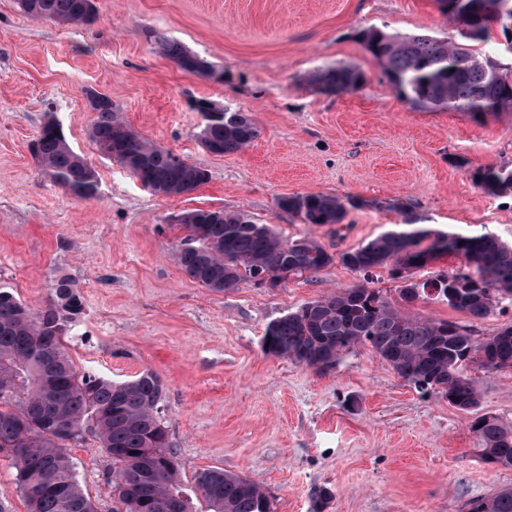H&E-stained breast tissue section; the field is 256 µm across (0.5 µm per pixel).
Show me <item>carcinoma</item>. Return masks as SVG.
I'll return each mask as SVG.
<instances>
[{
  "instance_id": "obj_1",
  "label": "carcinoma",
  "mask_w": 512,
  "mask_h": 512,
  "mask_svg": "<svg viewBox=\"0 0 512 512\" xmlns=\"http://www.w3.org/2000/svg\"><path fill=\"white\" fill-rule=\"evenodd\" d=\"M88 0H20L31 18L88 26L96 12ZM441 12L459 26L460 40L427 33L398 34L370 27L358 33L365 50L415 104L429 109L468 112L475 117L512 108V78L481 59L469 43L484 41L490 30L512 22V0H446ZM162 53L189 73L214 70L206 59L179 42L157 38ZM361 79L351 66L327 67L314 77L322 92L346 91ZM96 112L91 138L111 160L156 193L181 195L207 180L205 170L179 160L163 146L134 132L100 94L89 103ZM259 134L254 121L239 112L205 119L201 144L212 154H233ZM34 155L50 180L70 195L90 200L98 192L94 170L68 144L62 129L49 122L34 141ZM490 194L512 193V169L487 166L476 174ZM280 206L302 224H340L345 201L330 195L296 194ZM184 232L175 252L178 266L200 285L229 292L240 284L260 283L261 275L288 277L317 272L335 258L309 238L286 241L270 224L241 212L196 209L177 225ZM460 255L482 265L480 280L471 270L440 271L424 282L410 277L428 255ZM347 268L364 282L302 305L272 322L270 354L313 366L333 365L358 345H370L386 362L396 360L398 375L425 394L448 399L464 411L479 402L475 383L464 374L468 364L491 370L512 368V325L483 345L473 330L447 320H421L394 307L369 287L378 268L393 263L404 281L401 297L429 292L479 321L492 314L499 298L512 296V246L492 234L462 236L435 230L410 217L347 252ZM84 303L66 275L56 279L43 310L32 312L0 284V454L16 470V483L27 512H96L73 471L68 447L93 434L112 458L105 481L112 486V512H196L201 495L207 512H269V496L256 484L221 468L197 477L195 490L180 479L162 417L165 387L153 372L142 371L122 382L77 370L64 349L83 314ZM472 432L488 463L512 468V429L487 415L471 421ZM470 512H512V489L478 499Z\"/></svg>"
}]
</instances>
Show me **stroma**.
<instances>
[{
  "instance_id": "stroma-1",
  "label": "stroma",
  "mask_w": 512,
  "mask_h": 512,
  "mask_svg": "<svg viewBox=\"0 0 512 512\" xmlns=\"http://www.w3.org/2000/svg\"><path fill=\"white\" fill-rule=\"evenodd\" d=\"M82 26L36 20L0 0V284L42 309L69 276L84 314L65 350L77 369L115 381L158 374L162 417L185 482L213 467L260 486L273 512H468L512 489V468L482 460L470 428L489 415L512 428V369L471 365L480 400L466 412L423 395L370 347L316 369L265 353L267 326L303 304L361 283L341 264L276 288L244 283L217 293L190 279L174 255L175 215L242 211L283 238H313L337 255L402 223L512 245V194L494 196L477 170L512 167V112L485 118L433 111L392 85L357 39L375 26L457 40L434 0H96ZM208 60V77L181 70L157 36ZM352 66L353 89L320 92L314 75ZM124 121L208 174L185 195L144 189L89 137L87 88ZM242 112L257 138L230 155L200 143L197 102ZM57 123L94 169L99 192L81 200L39 168L32 144ZM466 166H457V158ZM321 193L353 202L340 226L303 224L282 198ZM421 319L471 325L476 337L512 323V297L478 322L447 303H405L387 270L371 282ZM84 493L111 512V466L94 436L71 445Z\"/></svg>"
}]
</instances>
